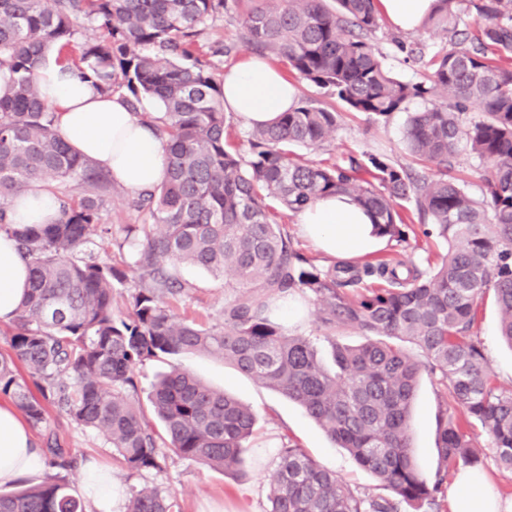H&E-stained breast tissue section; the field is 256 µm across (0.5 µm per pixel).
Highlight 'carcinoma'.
Instances as JSON below:
<instances>
[{"mask_svg":"<svg viewBox=\"0 0 512 512\" xmlns=\"http://www.w3.org/2000/svg\"><path fill=\"white\" fill-rule=\"evenodd\" d=\"M244 41L328 90L353 112L386 121L407 113L409 153L438 173L419 176L381 154L349 155L332 168L294 160L288 147H318L338 115L300 100L270 125L251 127V152L232 151L221 83L193 58L198 28L224 12L226 0H0V234L14 238L29 266V290L0 355V392L11 396L35 429L47 408L79 427L101 432L132 472L159 470L164 446L179 458L227 471L244 463L255 412L231 395L173 367L154 384L150 411L133 401L135 369L179 354L221 358L239 373L297 402L387 491L369 496L347 487L290 442L280 448L269 512H438L448 471L482 464L456 413L488 435L495 461L512 471V390L497 389L480 343L468 335L474 307L492 297L502 339L512 347V0H436L423 26L444 46L427 61L423 80L389 70L371 37L379 28L375 0H245ZM475 9L472 37L463 15ZM91 22L104 37L86 44L71 66L100 94L121 92L130 111L157 97L165 112L150 117L163 140L167 176L130 205L148 223L127 224L123 243L138 280L86 255L90 228L101 225L112 175L76 153L46 105L37 72L50 50L68 47ZM439 103H434V99ZM415 99L432 103L410 112ZM485 165L486 199L475 201L448 166L461 152ZM69 185L76 202L57 195L53 224H16L10 197L32 188ZM330 194H346L374 217V231L405 238L398 210L412 201L448 243L429 271L381 262L359 271L317 266L293 249L270 222L267 201L298 213ZM226 275L234 290L224 324L177 319L165 299L187 293L181 265ZM384 286L362 288V275ZM126 291L129 314L114 315L115 292ZM312 298L331 341L333 367L306 336L273 317L276 303ZM354 329L357 345L336 341ZM413 346L414 357L406 349ZM32 384L20 380L17 364ZM438 376L451 406L437 416L440 464L422 473L410 442V412L421 372ZM37 392H32L30 386ZM52 469L35 488L0 494V512H85L67 475L77 460L47 436ZM127 512H180L167 490L131 492Z\"/></svg>","mask_w":512,"mask_h":512,"instance_id":"obj_1","label":"carcinoma"}]
</instances>
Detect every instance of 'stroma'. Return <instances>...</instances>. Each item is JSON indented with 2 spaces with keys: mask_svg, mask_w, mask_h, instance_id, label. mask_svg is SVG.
I'll list each match as a JSON object with an SVG mask.
<instances>
[{
  "mask_svg": "<svg viewBox=\"0 0 512 512\" xmlns=\"http://www.w3.org/2000/svg\"><path fill=\"white\" fill-rule=\"evenodd\" d=\"M243 11V6H229L223 14L202 26L196 38V53L208 61L216 78H223L228 68L251 51L243 40ZM396 34L391 24H383L374 35L373 42L387 67L400 78L421 80V65L405 62L403 54L392 41ZM287 78L298 86L300 98L320 101L322 106L338 114L335 135L315 149L293 146L292 152L296 157L328 166L350 154L360 158L382 153L398 164L413 167L420 174L429 176L435 173L434 165L416 160L406 152L403 146L404 114L397 113L388 122L377 123L363 113L349 110L335 96L298 74L288 73ZM130 197L126 189L113 185L112 198L103 217L104 223L111 225L112 235L108 238L97 232L92 235L98 258L119 266L131 261L129 249L121 245L123 226L145 221L142 214L129 207ZM402 214L409 226L406 240L382 241L364 254L352 257V264L361 266L388 258L426 270L438 263L448 249L447 243L432 232L430 225L420 220L414 203H404ZM270 219L287 232L293 248L299 253L317 265H334V258L324 254L302 234L295 213L276 205L270 211ZM180 277L187 283L189 291L169 300L168 305L175 315L207 327L222 324L224 303L232 295L222 278L190 266L181 268ZM281 316L293 333L316 339L321 355H329L331 346L321 338L311 303L301 298L290 301L282 308ZM472 334L483 348L487 368L497 385L512 390V349L500 341L499 317L491 300L479 303ZM174 366L193 372L256 412V430L248 442L245 463L238 472L224 473L170 454L161 469L131 474L101 433L76 426L54 408L49 411L47 431H34V439L41 443L46 433H53L61 447L77 459L80 468L95 466L111 471L123 490L134 486H162L176 497L181 512H268L269 485L277 453L283 441L288 439L305 448L323 468L335 472L347 485L371 495L381 494L382 489L376 479L361 468L345 449L339 448L299 405L241 375L222 360L182 354L145 361L136 370L139 401H146L157 374ZM446 401V392L435 377L422 374L412 406L411 446L420 470L426 474L434 472L438 466L436 416ZM470 433L475 447L481 450V470L487 474L493 492L498 493L503 501L512 502V472L498 467L490 439L480 426L471 427Z\"/></svg>",
  "mask_w": 512,
  "mask_h": 512,
  "instance_id": "1",
  "label": "stroma"
}]
</instances>
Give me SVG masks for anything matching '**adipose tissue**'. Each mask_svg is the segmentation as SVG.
<instances>
[{
  "label": "adipose tissue",
  "mask_w": 512,
  "mask_h": 512,
  "mask_svg": "<svg viewBox=\"0 0 512 512\" xmlns=\"http://www.w3.org/2000/svg\"><path fill=\"white\" fill-rule=\"evenodd\" d=\"M434 0H379L380 12L398 30L413 32L430 12ZM47 105L58 116L59 129L72 148L110 171L127 191L139 193L165 178L164 150L148 116L164 112L156 98L145 99L141 113L130 112L121 95H100L83 82L56 53H49L38 74ZM224 109L246 124L279 117L297 102L295 87L265 60L244 56L224 75ZM18 224H51L59 217L53 193L29 190L10 200ZM299 224L332 256L365 252L379 241L371 216L350 196L319 199L298 215ZM28 268L12 240L0 236V322H10L27 292ZM43 450L13 405L0 403V486L38 476ZM90 512H119L121 491L109 473L88 468L83 473ZM450 512H500V504L482 477L463 470L454 477Z\"/></svg>",
  "instance_id": "1"
}]
</instances>
